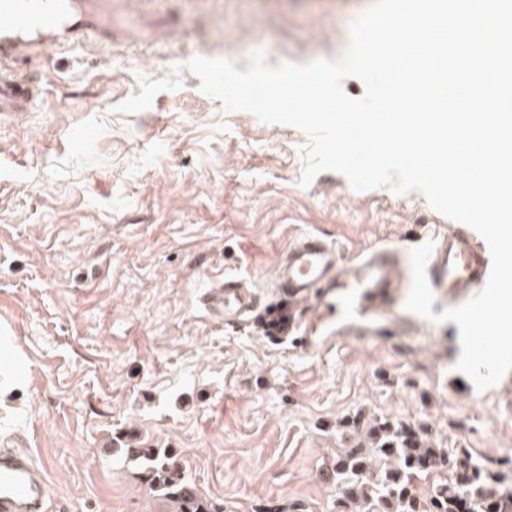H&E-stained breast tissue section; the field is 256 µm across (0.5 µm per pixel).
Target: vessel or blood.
<instances>
[{
	"label": "vessel or blood",
	"instance_id": "b4317fda",
	"mask_svg": "<svg viewBox=\"0 0 512 512\" xmlns=\"http://www.w3.org/2000/svg\"><path fill=\"white\" fill-rule=\"evenodd\" d=\"M96 38L112 41V0H0V64H18L49 50ZM41 85L28 73L0 71V112H25L40 97ZM395 248L372 249L340 267L334 244L304 234L288 245L274 281L291 301L310 303L314 315L298 341L307 353L328 351L341 337L370 339L397 286ZM431 285L449 299L485 284L489 258L464 228L441 234L429 265ZM261 297L244 279L225 278L204 298L210 314L226 326H245ZM46 473L23 448H0V512H49Z\"/></svg>",
	"mask_w": 512,
	"mask_h": 512
}]
</instances>
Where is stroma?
<instances>
[{
  "mask_svg": "<svg viewBox=\"0 0 512 512\" xmlns=\"http://www.w3.org/2000/svg\"><path fill=\"white\" fill-rule=\"evenodd\" d=\"M374 2L114 0L111 46L30 62L41 97L0 112V440L25 437L57 512H168L131 444L171 451L219 512H336L321 469L361 415L512 457V371L477 391L455 369L458 326L405 308L411 249L448 229L423 196L335 171L301 186L304 134L224 114L187 71L149 109L115 111L138 75L196 56L336 58ZM307 232L344 264L399 247L382 336L304 353L207 316L228 273L280 304L275 267Z\"/></svg>",
  "mask_w": 512,
  "mask_h": 512,
  "instance_id": "stroma-1",
  "label": "stroma"
}]
</instances>
